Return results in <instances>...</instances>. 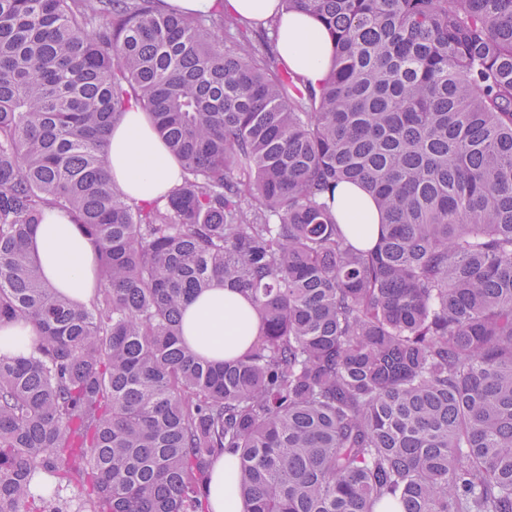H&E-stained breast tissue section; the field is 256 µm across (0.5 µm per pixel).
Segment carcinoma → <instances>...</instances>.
I'll return each instance as SVG.
<instances>
[{
  "label": "carcinoma",
  "mask_w": 512,
  "mask_h": 512,
  "mask_svg": "<svg viewBox=\"0 0 512 512\" xmlns=\"http://www.w3.org/2000/svg\"><path fill=\"white\" fill-rule=\"evenodd\" d=\"M160 2L0 0V326L36 331L0 356V512H63L38 475L76 512H208L226 451L247 512H512V0H282L333 41L316 88ZM133 103L182 170L147 205L107 174ZM49 208L97 253L86 305L42 276ZM217 282L259 315L222 361L181 320ZM339 224H347L353 240L365 244L371 234L377 237L380 212L372 197L360 186L340 183L325 196ZM36 338L33 326L25 321L0 328V354L6 356L28 355Z\"/></svg>",
  "instance_id": "carcinoma-1"
}]
</instances>
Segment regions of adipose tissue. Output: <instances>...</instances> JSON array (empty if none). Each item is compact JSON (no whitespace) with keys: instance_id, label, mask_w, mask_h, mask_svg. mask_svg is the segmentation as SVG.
Listing matches in <instances>:
<instances>
[{"instance_id":"adipose-tissue-1","label":"adipose tissue","mask_w":512,"mask_h":512,"mask_svg":"<svg viewBox=\"0 0 512 512\" xmlns=\"http://www.w3.org/2000/svg\"><path fill=\"white\" fill-rule=\"evenodd\" d=\"M164 5L191 13L225 14L254 22L276 20L277 50L293 75L311 86L324 79L332 41L310 14L285 11L281 0H163ZM107 170L113 185L131 202L157 200L181 181V167L153 131L148 115L134 106L112 129ZM326 201L338 223L347 225L356 243L377 234L380 212L372 197L356 185L338 184ZM42 275L74 303H88L94 293L96 257L76 224L62 211H48L33 240ZM184 336L202 356L221 360L242 351L256 333L257 317L237 292L214 285L183 309ZM238 458L227 452L211 467L210 512H245L238 490Z\"/></svg>"}]
</instances>
